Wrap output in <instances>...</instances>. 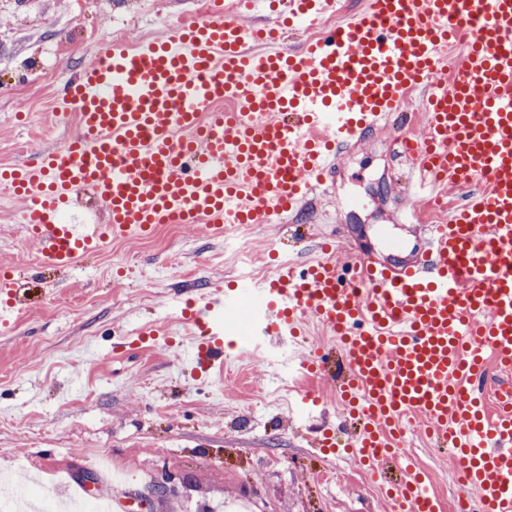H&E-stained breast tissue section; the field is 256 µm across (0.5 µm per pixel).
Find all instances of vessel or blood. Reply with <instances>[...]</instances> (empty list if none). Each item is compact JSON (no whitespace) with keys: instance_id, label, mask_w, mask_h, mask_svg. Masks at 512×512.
<instances>
[{"instance_id":"vessel-or-blood-1","label":"vessel or blood","mask_w":512,"mask_h":512,"mask_svg":"<svg viewBox=\"0 0 512 512\" xmlns=\"http://www.w3.org/2000/svg\"><path fill=\"white\" fill-rule=\"evenodd\" d=\"M232 7L135 46L106 42L57 88L76 134L0 170L36 248L26 274L0 269L6 308L22 310V277L74 266L111 236L175 220L218 237L228 224L286 221L328 189L344 149L424 88V132L403 136V153L415 184H450L462 205L398 241L380 225L390 261L278 264L251 293V354L264 361L315 318L339 346L311 351L303 368L347 399V447L362 467L398 470L392 512H441L405 439L418 419L460 464L473 512H512V0H365L297 53L280 45L285 28L336 0ZM222 99L232 111H215ZM85 191L105 223H59ZM241 298L200 288L186 300L184 376L223 367Z\"/></svg>"}]
</instances>
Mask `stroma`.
<instances>
[{
	"label": "stroma",
	"mask_w": 512,
	"mask_h": 512,
	"mask_svg": "<svg viewBox=\"0 0 512 512\" xmlns=\"http://www.w3.org/2000/svg\"><path fill=\"white\" fill-rule=\"evenodd\" d=\"M113 2L34 0L22 14L0 6V84L12 86L0 93V167L74 133L71 114L44 125L55 106L48 75L56 63L75 71L93 61L107 28L133 44L197 8L196 0H127L121 9ZM396 136L374 131L340 155L322 200L328 221L308 212L291 216V231L256 225L247 267L225 259L224 239L200 225L163 224L142 240L109 238L74 267L24 281L28 310L0 311V473L63 500L76 472L88 470L99 480L90 499L125 496L129 512H388L383 482L361 477L345 449L334 459L351 481L336 488L316 479L327 456L314 441L336 428V395L279 360L303 359L329 342L322 325L309 322L304 345L283 344L267 363L236 359L196 381L181 377V352L165 339L183 333L170 302L190 286L250 288L272 262L314 258L316 243L334 242L343 263L379 248L377 225L406 234L399 217L419 200L404 190ZM20 210L0 187V262L19 267L35 257ZM303 392L320 407L299 406ZM423 430L418 422L408 431L414 456L451 504L454 483L435 466ZM164 480L166 497L140 502Z\"/></svg>",
	"instance_id": "1"
}]
</instances>
